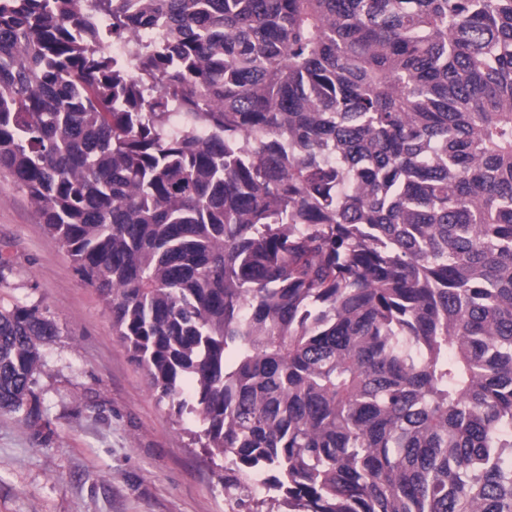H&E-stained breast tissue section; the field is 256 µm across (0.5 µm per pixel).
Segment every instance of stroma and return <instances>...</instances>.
Returning a JSON list of instances; mask_svg holds the SVG:
<instances>
[{
  "mask_svg": "<svg viewBox=\"0 0 512 512\" xmlns=\"http://www.w3.org/2000/svg\"><path fill=\"white\" fill-rule=\"evenodd\" d=\"M0 303L37 309L58 334L35 391L46 422L0 412V512H237L192 419L158 402L112 317L0 169Z\"/></svg>",
  "mask_w": 512,
  "mask_h": 512,
  "instance_id": "1",
  "label": "stroma"
}]
</instances>
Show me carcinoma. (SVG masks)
Returning <instances> with one entry per match:
<instances>
[{
	"mask_svg": "<svg viewBox=\"0 0 512 512\" xmlns=\"http://www.w3.org/2000/svg\"><path fill=\"white\" fill-rule=\"evenodd\" d=\"M0 168L243 512H512V0H0Z\"/></svg>",
	"mask_w": 512,
	"mask_h": 512,
	"instance_id": "carcinoma-1",
	"label": "carcinoma"
}]
</instances>
